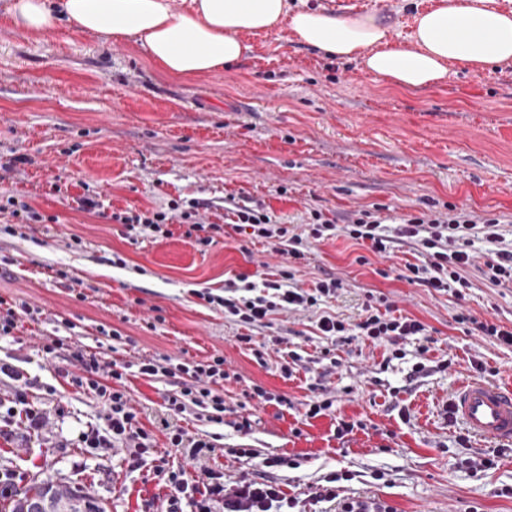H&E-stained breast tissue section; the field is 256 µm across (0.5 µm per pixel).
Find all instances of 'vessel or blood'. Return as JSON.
<instances>
[{
  "instance_id": "b4317fda",
  "label": "vessel or blood",
  "mask_w": 512,
  "mask_h": 512,
  "mask_svg": "<svg viewBox=\"0 0 512 512\" xmlns=\"http://www.w3.org/2000/svg\"><path fill=\"white\" fill-rule=\"evenodd\" d=\"M451 412L479 439L512 443V389L476 378L466 380L455 392Z\"/></svg>"
}]
</instances>
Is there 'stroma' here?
I'll return each mask as SVG.
<instances>
[{"label":"stroma","instance_id":"35a3bbf8","mask_svg":"<svg viewBox=\"0 0 512 512\" xmlns=\"http://www.w3.org/2000/svg\"><path fill=\"white\" fill-rule=\"evenodd\" d=\"M0 0V188L24 195L54 224H36L25 236L0 237V298L41 310L15 335L0 337V361L29 383V398L50 414L30 433L18 419L0 417V468L17 479L41 473L82 484L106 512H147L169 489V472L194 477L199 468L168 445L158 421L174 379L128 376L126 390L158 449L141 470L129 471L118 449L80 447L79 436L100 424L103 403L71 386L74 352L101 353L119 362L169 357L204 361L223 357L227 410L214 424L204 411L188 416L190 433L216 437L210 465L226 482L245 472L276 481L297 497L300 512H325L310 495L328 473L353 472L349 497H373L393 512H512V446L470 436L448 413L458 385L482 364L489 382L512 384V347L455 322L459 311L512 326V288L475 281L465 300L452 292L408 283L400 274L408 247L383 258L345 233L310 241L305 260L288 263L272 244L249 232L217 235L200 247L182 233L132 240L123 225L79 209L83 184L111 209L167 208L197 200L200 215L221 222L224 198L264 205L302 232L310 210L345 225L361 209L387 220L451 203L475 215L493 213L512 234V65L481 71L453 68L447 83L404 91L363 72L353 61L297 41L287 25L251 36L254 51L198 79L165 75L134 42L103 40L67 29L32 34ZM436 0H383L375 15L394 41L408 43L414 16ZM256 99L251 111L234 108ZM61 193H54L53 185ZM82 243L72 247V237ZM123 257L126 267L114 265ZM292 265L304 288L337 278L342 287L323 308L354 323L369 294L384 293L399 314L418 319L429 339L411 336L392 358L387 342L343 343L316 326L315 313L281 312L256 330L267 342L263 358L238 343L242 329L224 310L201 300L223 295L241 273L274 280ZM68 276L56 278L57 269ZM85 300H77V293ZM118 331L110 339L108 331ZM282 337L270 345L271 337ZM53 353H46V346ZM339 365L329 368L321 352ZM292 351L305 358L292 377L280 366ZM424 373H416L417 365ZM284 396L258 404L255 386ZM329 390L325 415L306 419V405ZM249 421L248 432L237 426ZM354 423L345 439L340 421ZM256 450L239 460L235 449ZM287 458L274 469L261 458ZM496 457L491 470L474 468Z\"/></svg>","mask_w":512,"mask_h":512}]
</instances>
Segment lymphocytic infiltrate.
Here are the masks:
<instances>
[{"label": "lymphocytic infiltrate", "instance_id": "lymphocytic-infiltrate-1", "mask_svg": "<svg viewBox=\"0 0 512 512\" xmlns=\"http://www.w3.org/2000/svg\"><path fill=\"white\" fill-rule=\"evenodd\" d=\"M224 202L230 215L227 225L236 230H250L253 238L273 244L276 252L294 262L304 259L308 241L328 240L342 230L383 257L390 256L396 247L409 246L413 260L405 265V279L411 284L437 292L449 290L460 298L472 286L468 270L475 266L490 285H512V244L503 243L500 220L492 214L477 221L470 213L452 205L444 213L422 211L405 215L391 228L378 211L363 209L341 228L323 211L313 210L306 222V233L293 234L263 205L242 204L231 196L225 197ZM199 208V202L192 199L172 203L166 211H114L110 219L124 225L127 231L154 239L171 237V226L176 223L183 227L186 238L206 247L212 243L214 234L222 232L227 225L204 222ZM479 234L498 245L480 266L476 265L470 250L472 237ZM341 286V280L332 279L317 282L308 289L299 287L292 271L286 267L278 280L264 282L260 287L250 281L248 274H239L235 281L227 284L226 296L210 295L206 301L223 307L225 316L243 327L238 341L250 346L254 343L253 329L266 327L273 313L316 308L324 299L336 296ZM317 328L330 337L374 343L386 341L393 346L406 337L427 333L422 322L396 314L394 304L383 294L373 297L358 322L351 324L324 312L317 320ZM74 359L80 371L71 376V385L101 397L104 409L103 426L84 431L80 436L81 444L86 448L125 449L129 469L142 468L154 453L155 445L152 434L141 427L139 412L123 388L128 364L91 351L77 352ZM138 371L148 378L163 376L177 381L176 390L166 398L169 418L162 423L170 447L183 449L185 456L195 462L210 456L215 450L214 443L189 434L176 425L175 420L188 409L198 407L206 412L210 422L223 423V381L228 377L223 357L177 364L168 357L148 359L140 362ZM352 478L349 472L334 471L325 475L324 485L312 495L313 501L336 503L338 512H393L391 507L373 499L342 497L340 481ZM168 486L170 492L161 504V512H290L297 504L296 498L288 496L274 481L245 473L229 485L224 481L223 471L209 466L203 468L198 478L188 477L182 470L171 472Z\"/></svg>", "mask_w": 512, "mask_h": 512}]
</instances>
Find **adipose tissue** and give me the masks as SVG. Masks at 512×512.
I'll use <instances>...</instances> for the list:
<instances>
[{"instance_id":"obj_1","label":"adipose tissue","mask_w":512,"mask_h":512,"mask_svg":"<svg viewBox=\"0 0 512 512\" xmlns=\"http://www.w3.org/2000/svg\"><path fill=\"white\" fill-rule=\"evenodd\" d=\"M15 25L41 34L55 20L70 29L144 48L162 71L198 78L251 53L248 38L288 23L300 42L358 61L365 73L405 90L445 83L452 66L480 70L512 63V10L494 0H441L416 14L410 44L394 42L373 16L338 17L288 0H13Z\"/></svg>"}]
</instances>
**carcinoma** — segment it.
<instances>
[{
  "mask_svg": "<svg viewBox=\"0 0 512 512\" xmlns=\"http://www.w3.org/2000/svg\"><path fill=\"white\" fill-rule=\"evenodd\" d=\"M0 512H105V507L80 486L35 475L20 488L0 486Z\"/></svg>",
  "mask_w": 512,
  "mask_h": 512,
  "instance_id": "1",
  "label": "carcinoma"
}]
</instances>
